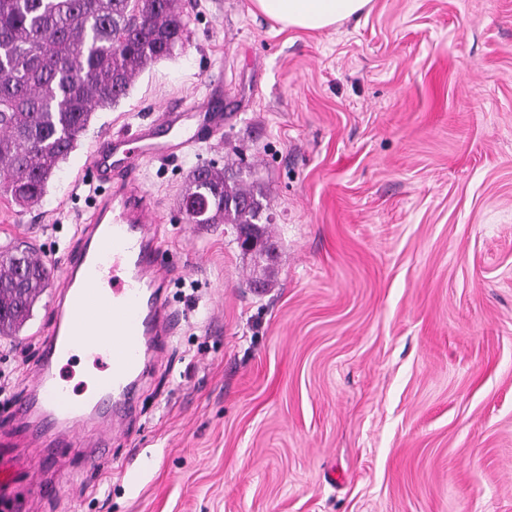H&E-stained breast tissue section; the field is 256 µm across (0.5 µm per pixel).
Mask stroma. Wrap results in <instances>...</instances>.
Segmentation results:
<instances>
[{
	"instance_id": "35a3bbf8",
	"label": "stroma",
	"mask_w": 512,
	"mask_h": 512,
	"mask_svg": "<svg viewBox=\"0 0 512 512\" xmlns=\"http://www.w3.org/2000/svg\"><path fill=\"white\" fill-rule=\"evenodd\" d=\"M180 5L183 48L96 110L44 200L0 196V250L33 243L61 276L101 135L224 115L144 162L180 325L109 452L39 512H512V0H373L323 31ZM241 161L276 247L261 291L232 225L180 210L196 166ZM51 300L0 337V414Z\"/></svg>"
}]
</instances>
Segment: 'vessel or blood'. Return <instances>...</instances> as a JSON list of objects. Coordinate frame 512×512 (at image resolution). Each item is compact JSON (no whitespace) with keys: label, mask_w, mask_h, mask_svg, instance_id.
Segmentation results:
<instances>
[{"label":"vessel or blood","mask_w":512,"mask_h":512,"mask_svg":"<svg viewBox=\"0 0 512 512\" xmlns=\"http://www.w3.org/2000/svg\"><path fill=\"white\" fill-rule=\"evenodd\" d=\"M183 110L169 106L130 133L100 138L89 165L101 198L83 222L79 242L63 258V276L30 367L31 383L0 424L22 431L37 450L36 463L0 461V512H35L53 487L59 459L80 449L99 460L135 407L152 345L174 333L167 295L171 266L161 256L157 220L140 187L142 163L173 157L222 128L221 112L200 109L196 129ZM106 359L75 394L62 374L77 352Z\"/></svg>","instance_id":"1"}]
</instances>
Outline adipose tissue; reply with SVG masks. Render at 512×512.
Returning a JSON list of instances; mask_svg holds the SVG:
<instances>
[{"instance_id":"1","label":"adipose tissue","mask_w":512,"mask_h":512,"mask_svg":"<svg viewBox=\"0 0 512 512\" xmlns=\"http://www.w3.org/2000/svg\"><path fill=\"white\" fill-rule=\"evenodd\" d=\"M372 0H253L254 8L284 28L321 31L359 18Z\"/></svg>"}]
</instances>
